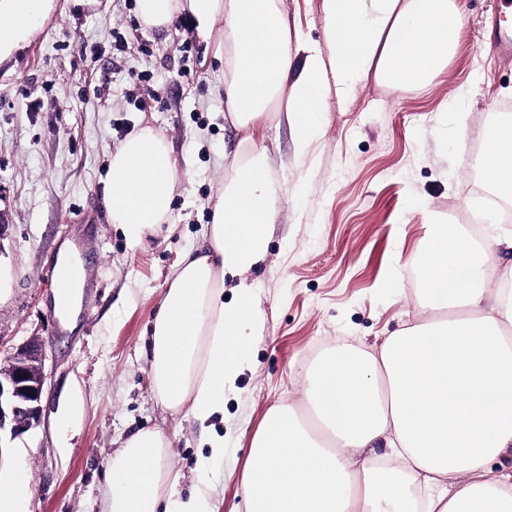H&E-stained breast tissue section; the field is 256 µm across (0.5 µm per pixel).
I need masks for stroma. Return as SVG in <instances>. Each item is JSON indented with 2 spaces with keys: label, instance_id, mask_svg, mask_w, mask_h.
Returning a JSON list of instances; mask_svg holds the SVG:
<instances>
[{
  "label": "stroma",
  "instance_id": "obj_1",
  "mask_svg": "<svg viewBox=\"0 0 512 512\" xmlns=\"http://www.w3.org/2000/svg\"><path fill=\"white\" fill-rule=\"evenodd\" d=\"M456 2L455 54L426 86L395 90L371 79L350 97L329 93L302 158L288 124L268 121L280 214L266 261L248 275L261 334L214 423L224 436L218 464L188 410L166 409L149 377L150 323L177 260L205 249L224 160L241 138L224 123L214 42L192 28L135 26V0H51L0 60V350L42 344L46 377L40 425L0 441V481L31 478L25 512H100L113 450L151 428L171 441L182 493L203 479L222 512H243V474L269 408L302 405L304 376L332 349L373 348L421 317L408 259L481 193L470 182L474 143L487 134L491 106L512 104V58L490 49L499 0ZM282 8L304 45L324 47L323 0ZM140 79L154 96L142 111L126 95ZM120 124L160 131L177 169L168 222L136 250L102 198ZM66 240L92 269L73 332L53 303ZM75 399L79 422L58 429Z\"/></svg>",
  "mask_w": 512,
  "mask_h": 512
}]
</instances>
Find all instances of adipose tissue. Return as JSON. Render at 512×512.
<instances>
[{
	"label": "adipose tissue",
	"mask_w": 512,
	"mask_h": 512,
	"mask_svg": "<svg viewBox=\"0 0 512 512\" xmlns=\"http://www.w3.org/2000/svg\"><path fill=\"white\" fill-rule=\"evenodd\" d=\"M46 0H0V53L30 33ZM189 12L215 37L224 64L225 117L244 137L224 170L208 250L184 256L151 328L150 374L169 410L188 409L210 461L224 458L211 421L250 365L259 326L245 275L267 253L278 195L263 144L269 110L290 125L306 156L326 110L329 77L349 96L372 79L396 90L429 82L458 36L454 0H323L326 49L295 66L279 0H136L145 26ZM479 160L487 182L512 189V122L488 131ZM175 166L165 137L144 126L112 155L103 202L131 249L169 217ZM512 237L475 247L455 230L430 234L411 263L425 317L373 350L336 349L308 372L310 430L272 406L243 476L245 512H512V473L488 463L512 447ZM236 300L224 302L225 278ZM171 443L159 429L124 440L111 456L103 512H219L207 483L176 490Z\"/></svg>",
	"instance_id": "ef3b65f1"
}]
</instances>
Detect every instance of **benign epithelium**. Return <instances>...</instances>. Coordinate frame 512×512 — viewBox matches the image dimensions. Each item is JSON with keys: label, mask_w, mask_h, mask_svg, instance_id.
<instances>
[{"label": "benign epithelium", "mask_w": 512, "mask_h": 512, "mask_svg": "<svg viewBox=\"0 0 512 512\" xmlns=\"http://www.w3.org/2000/svg\"><path fill=\"white\" fill-rule=\"evenodd\" d=\"M44 386L42 346L27 344L0 354V432L15 438L39 425Z\"/></svg>", "instance_id": "7a95c632"}]
</instances>
